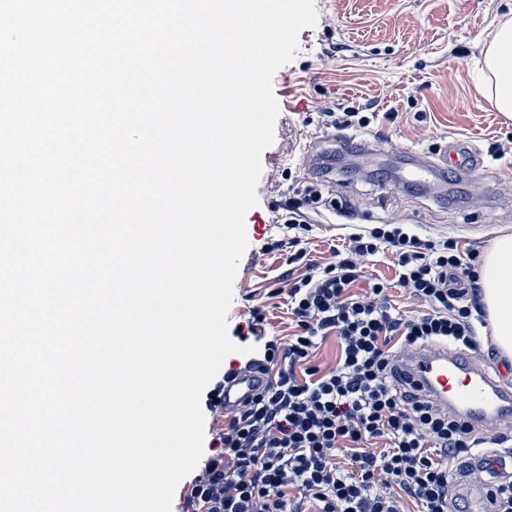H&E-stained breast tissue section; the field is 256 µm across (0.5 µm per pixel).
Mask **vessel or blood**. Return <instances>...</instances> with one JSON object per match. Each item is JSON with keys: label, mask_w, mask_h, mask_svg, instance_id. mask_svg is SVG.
<instances>
[{"label": "vessel or blood", "mask_w": 512, "mask_h": 512, "mask_svg": "<svg viewBox=\"0 0 512 512\" xmlns=\"http://www.w3.org/2000/svg\"><path fill=\"white\" fill-rule=\"evenodd\" d=\"M462 155L467 166L479 165L478 153L457 138L449 139L440 157L419 158L418 165L444 171L449 161ZM400 371L407 386L477 430L498 427L512 418V382L505 380L503 366L485 360L480 350L463 355L448 344L414 348L401 355ZM266 383L257 371L241 373L224 388L225 411L237 409Z\"/></svg>", "instance_id": "obj_1"}]
</instances>
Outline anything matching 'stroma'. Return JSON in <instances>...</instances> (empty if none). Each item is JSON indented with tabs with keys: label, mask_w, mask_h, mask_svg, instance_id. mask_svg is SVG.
<instances>
[{
	"label": "stroma",
	"mask_w": 512,
	"mask_h": 512,
	"mask_svg": "<svg viewBox=\"0 0 512 512\" xmlns=\"http://www.w3.org/2000/svg\"><path fill=\"white\" fill-rule=\"evenodd\" d=\"M505 0H315L317 22L298 37L299 51L273 76L279 105L274 141L261 155L258 203L246 215L248 247L234 283L230 324L263 307L270 336L289 334L280 285L281 255L262 245L283 239L274 210L300 191L307 150H334L333 134L368 136L374 154L337 161L319 179L323 197L350 202L344 217L320 206L306 211L311 259L331 262L332 250L354 226L407 224L420 238L456 241L484 252L496 235L512 232V119L497 110L486 87L482 40L505 13ZM368 117L345 127L344 115ZM456 137L484 165L448 174L443 193L405 178L387 179L407 150L432 156Z\"/></svg>",
	"instance_id": "1"
}]
</instances>
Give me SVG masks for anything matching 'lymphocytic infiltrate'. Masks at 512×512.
I'll return each instance as SVG.
<instances>
[{"instance_id":"f902f5d3","label":"lymphocytic infiltrate","mask_w":512,"mask_h":512,"mask_svg":"<svg viewBox=\"0 0 512 512\" xmlns=\"http://www.w3.org/2000/svg\"><path fill=\"white\" fill-rule=\"evenodd\" d=\"M321 199L309 187L284 204L293 251L281 280L293 331L266 336L264 311L251 310L245 327L257 348L247 364L269 386L212 431L184 512H405L408 501L419 512H468L455 473L479 443L505 447L512 432H476L406 387L396 349L446 341L473 351L477 256L383 224L349 234L332 262L313 263L301 206ZM386 250L399 288L420 304L414 315L392 304L385 284L356 287L361 265ZM331 336L339 357L325 369L315 352Z\"/></svg>"}]
</instances>
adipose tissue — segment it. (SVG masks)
Instances as JSON below:
<instances>
[{"instance_id":"1","label":"adipose tissue","mask_w":512,"mask_h":512,"mask_svg":"<svg viewBox=\"0 0 512 512\" xmlns=\"http://www.w3.org/2000/svg\"><path fill=\"white\" fill-rule=\"evenodd\" d=\"M512 46V17L498 23L483 42L488 70L499 88L494 100L497 109L512 113V64L503 58ZM512 268V234L504 233L489 245L480 267L481 301L492 321V341L505 356L512 358V281L505 272Z\"/></svg>"}]
</instances>
